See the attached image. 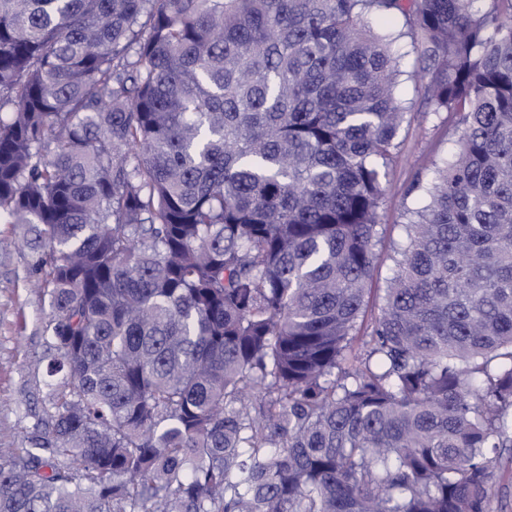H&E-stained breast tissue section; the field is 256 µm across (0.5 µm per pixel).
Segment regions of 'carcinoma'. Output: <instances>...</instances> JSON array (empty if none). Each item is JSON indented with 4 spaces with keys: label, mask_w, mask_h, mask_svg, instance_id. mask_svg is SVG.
I'll return each mask as SVG.
<instances>
[{
    "label": "carcinoma",
    "mask_w": 512,
    "mask_h": 512,
    "mask_svg": "<svg viewBox=\"0 0 512 512\" xmlns=\"http://www.w3.org/2000/svg\"><path fill=\"white\" fill-rule=\"evenodd\" d=\"M410 24L447 156L367 313ZM53 410L0 512H490L512 458V0H0V224Z\"/></svg>",
    "instance_id": "1"
}]
</instances>
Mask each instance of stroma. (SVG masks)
<instances>
[{
	"instance_id": "obj_1",
	"label": "stroma",
	"mask_w": 512,
	"mask_h": 512,
	"mask_svg": "<svg viewBox=\"0 0 512 512\" xmlns=\"http://www.w3.org/2000/svg\"><path fill=\"white\" fill-rule=\"evenodd\" d=\"M400 47L406 53L405 73L396 94L407 103L409 112L384 184L370 294L376 304L393 274L396 251L404 239V212L421 204L419 196L408 194L407 188L424 156H447L457 138L447 115L429 111L426 80L410 39H402ZM18 232V225L0 224V448L19 447L38 416L51 406L44 360L49 298L33 286L39 276L37 254L11 244Z\"/></svg>"
}]
</instances>
